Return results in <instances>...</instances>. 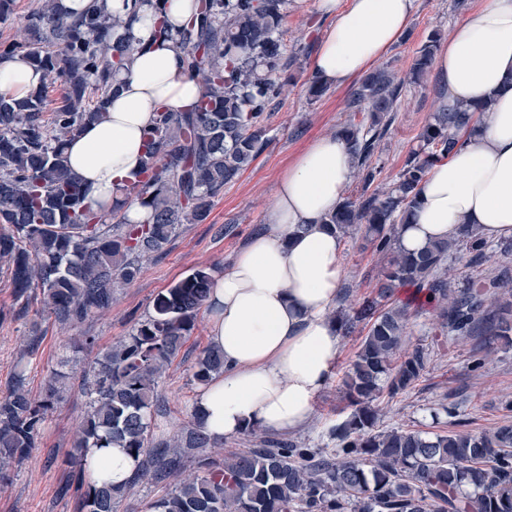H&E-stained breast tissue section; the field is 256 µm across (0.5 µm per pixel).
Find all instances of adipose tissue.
Returning <instances> with one entry per match:
<instances>
[{
  "mask_svg": "<svg viewBox=\"0 0 512 512\" xmlns=\"http://www.w3.org/2000/svg\"><path fill=\"white\" fill-rule=\"evenodd\" d=\"M329 25L310 60L311 75L343 87L378 64L406 31L417 0H318ZM154 10L143 5L130 27L136 47L108 117L86 125L67 148L91 207L122 200L141 169L143 133L158 108L193 105L202 86L176 40L151 37ZM442 104L489 103L464 146L429 170L398 245L417 252L469 226L484 239L512 238V0H481L452 27L435 58ZM41 73L22 58L0 60V91L17 98ZM354 156L336 134L315 138L280 175L261 228L217 275L208 304L210 341L224 372L200 390L203 429L221 440L246 426L291 433L311 420L341 337L336 304L344 240L324 221L340 203Z\"/></svg>",
  "mask_w": 512,
  "mask_h": 512,
  "instance_id": "ef3b65f1",
  "label": "adipose tissue"
}]
</instances>
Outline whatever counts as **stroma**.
Wrapping results in <instances>:
<instances>
[{"mask_svg":"<svg viewBox=\"0 0 512 512\" xmlns=\"http://www.w3.org/2000/svg\"><path fill=\"white\" fill-rule=\"evenodd\" d=\"M454 0H418L409 29L384 58L397 72L411 65L416 49L431 31L448 34L460 17ZM328 21L316 0H293L288 13V67L282 73L283 89L274 100L268 122V144L254 162L216 197L208 220L182 225L163 255L144 261L136 281L117 290L109 310L76 329L61 328L41 304L40 293L15 299L10 277L0 270V394L13 374L21 350H28L26 378L33 394H40L55 372L66 377L62 399L42 426L38 444L30 457L13 468L8 484L0 485V512H75L74 492L68 481L66 452L72 447L84 417L87 398L81 389L80 373L100 352L124 339L132 327L153 311L154 298L193 269L211 267L221 273L245 245L265 211L273 204L280 174L314 138L336 132L349 119L345 108L348 89L329 88L320 99L307 95L309 64L316 43ZM436 75L406 82L395 120L381 144L382 173L378 186L389 188L398 176L418 136L435 111ZM343 286L352 298L371 291L379 271V260L363 232L346 237L341 255ZM431 311L411 316L406 348L430 346L431 357L423 377L407 392L382 401L380 427L405 426L426 431L449 429L446 406L455 405L468 430H490L507 418L503 404L512 400V345L478 336L463 344L437 345L430 332ZM209 315L201 313L198 327L160 382L159 406L154 435L161 438L187 427L190 411L200 390L192 379V366L209 343ZM90 336L93 346L80 348L76 337ZM37 347H30V340ZM360 335L342 339L327 386L317 395L310 423L295 431V439L308 447L327 443L330 426L347 414L340 379L360 344ZM484 358L480 370H472L475 358Z\"/></svg>","mask_w":512,"mask_h":512,"instance_id":"1","label":"stroma"}]
</instances>
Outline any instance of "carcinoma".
<instances>
[{"label":"carcinoma","instance_id":"obj_1","mask_svg":"<svg viewBox=\"0 0 512 512\" xmlns=\"http://www.w3.org/2000/svg\"><path fill=\"white\" fill-rule=\"evenodd\" d=\"M178 31L184 62L202 84L192 109L155 112L144 132L146 160L127 197L147 211L131 224L113 204L108 217L85 204L87 189L70 169L66 145L87 123L105 118L120 92L118 75L135 50L129 22L90 0L76 18L60 0H38L24 39L0 49L42 72L25 99L0 92V265L16 298L38 288L45 308L63 328L75 329L112 306L115 288L131 284L142 262L165 252L183 224L209 218L213 199L264 150L280 73L287 65L288 0H196ZM441 40L433 32L417 49L405 76L379 67L348 95L349 121L338 130L353 148L362 190L346 194L326 219L345 236L364 230L381 266L374 289L357 302L350 290L335 316L340 335L366 332L345 372L349 412L328 430L332 447L259 440L224 456L191 411L185 433L154 439L159 380L198 325L214 287V269L193 270L159 293L153 312L82 373L88 407L65 463L76 512H117L131 488L173 479L144 512H512V421L492 431L439 433L404 426L378 429L379 400L412 388L430 361V348H403L410 310L391 297L406 285L425 292L435 307L434 333L464 342L492 336L512 343V240L497 246L500 259L488 274L459 285L452 263L479 265L488 242L467 228L418 254L401 250L397 228L408 223L415 190L430 166L463 146V131L482 106L432 114L393 187L368 193L382 167L380 151L401 104L404 82L419 81L433 65ZM61 97L48 107V90ZM224 372V355L205 347L193 379L206 384ZM63 376H50L37 399L19 359L0 395V483L36 447ZM119 447L138 460L125 485L95 481L90 448ZM176 448L178 452L169 453ZM197 455V474L180 477L182 458Z\"/></svg>","mask_w":512,"mask_h":512}]
</instances>
